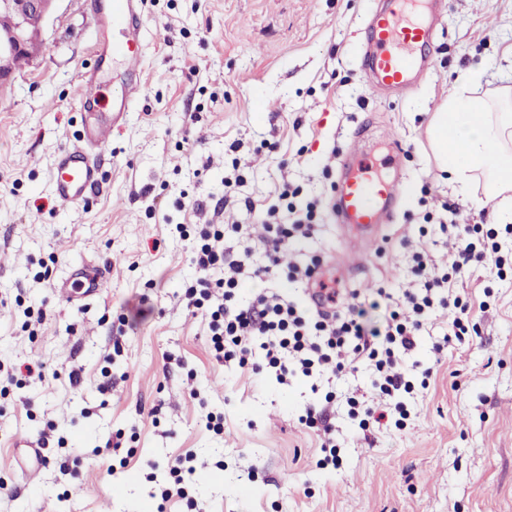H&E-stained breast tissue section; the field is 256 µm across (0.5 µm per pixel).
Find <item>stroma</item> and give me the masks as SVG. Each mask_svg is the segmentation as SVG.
Returning a JSON list of instances; mask_svg holds the SVG:
<instances>
[{"mask_svg":"<svg viewBox=\"0 0 512 512\" xmlns=\"http://www.w3.org/2000/svg\"><path fill=\"white\" fill-rule=\"evenodd\" d=\"M87 2L57 0L41 53L0 84V371L16 375L0 391V512H512V273L489 261L458 281L474 332L433 353L448 325L430 317L413 357L431 374L405 398V428L364 432L348 400L374 397L367 370L281 385L216 358L186 306L198 272L177 230L205 222L196 203L223 196L236 159L244 182L220 221L244 219L246 200L264 211L286 181L330 201L364 128L377 157L401 144L403 200L384 252L329 214L303 243L337 287H407L416 249L445 262L447 235L420 232L442 203L496 227L470 200L483 185L466 194L440 173L428 125L464 71L484 70L482 97L512 85V0H444L433 70L403 96L369 89L358 65L376 0H147L144 93L110 136L99 191L70 206L48 169L82 129L74 92L101 29ZM83 263L106 286L80 305L62 286ZM37 362L40 382L20 372ZM328 393L336 467L302 421ZM44 433L46 465L19 474L13 440ZM188 452L187 498L162 501L168 460Z\"/></svg>","mask_w":512,"mask_h":512,"instance_id":"stroma-1","label":"stroma"}]
</instances>
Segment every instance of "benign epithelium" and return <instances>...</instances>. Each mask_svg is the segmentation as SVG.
Instances as JSON below:
<instances>
[{"label":"benign epithelium","mask_w":512,"mask_h":512,"mask_svg":"<svg viewBox=\"0 0 512 512\" xmlns=\"http://www.w3.org/2000/svg\"><path fill=\"white\" fill-rule=\"evenodd\" d=\"M56 0H0V14L9 18L0 29V85L14 73V61L30 42L43 40Z\"/></svg>","instance_id":"benign-epithelium-1"}]
</instances>
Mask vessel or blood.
I'll list each match as a JSON object with an SVG mask.
<instances>
[{"label":"vessel or blood","instance_id":"b4317fda","mask_svg":"<svg viewBox=\"0 0 512 512\" xmlns=\"http://www.w3.org/2000/svg\"><path fill=\"white\" fill-rule=\"evenodd\" d=\"M443 18L440 0H381L371 11L369 32L361 70L373 88L393 95L409 93L430 72L428 52ZM109 21L122 36L112 44L96 49V60L113 58L124 62L129 78L116 93L111 120L83 121L82 134L54 154L49 187L60 203L78 205L89 200L99 186V155L113 128L122 126L144 91L143 0H110ZM332 202L337 223L388 224L393 220L402 189L394 179L382 177L375 158L360 154L350 162ZM69 299L82 301L100 294L105 286L102 274L91 265L75 267L66 282ZM15 462L20 472L42 467V444L31 435L14 441Z\"/></svg>","mask_w":512,"mask_h":512}]
</instances>
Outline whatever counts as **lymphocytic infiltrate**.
Returning <instances> with one entry per match:
<instances>
[{
  "label": "lymphocytic infiltrate",
  "instance_id": "f902f5d3",
  "mask_svg": "<svg viewBox=\"0 0 512 512\" xmlns=\"http://www.w3.org/2000/svg\"><path fill=\"white\" fill-rule=\"evenodd\" d=\"M299 195V188L283 184L277 203L268 206L260 219L268 258L264 267L248 268L243 259L231 257L224 248L226 236L250 238V225H198L193 250L199 276L185 288L188 305L204 316L217 357L257 374L273 375L278 383L316 373L340 378L369 367L381 399L363 405L360 427L373 423L402 427L403 399L414 389L403 358L415 350L425 319L436 312L448 313L451 319L444 342L467 335L471 306L455 283L486 259H493L496 267L504 266L496 233L479 224L465 226L460 234L449 231L452 259L437 275L429 272L427 252H413V269L423 283L404 288L397 297L381 286L370 303H354L341 290L327 288L322 306L316 307L263 291L248 305H240V288L268 274L270 268L286 265L289 282L300 283L313 279L320 267L316 256L302 263L281 261L284 252L313 236L322 219L321 201H303ZM378 308L385 311L382 326H368V310Z\"/></svg>",
  "mask_w": 512,
  "mask_h": 512
}]
</instances>
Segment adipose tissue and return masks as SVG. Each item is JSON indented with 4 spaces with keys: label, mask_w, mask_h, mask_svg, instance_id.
<instances>
[{
    "label": "adipose tissue",
    "mask_w": 512,
    "mask_h": 512,
    "mask_svg": "<svg viewBox=\"0 0 512 512\" xmlns=\"http://www.w3.org/2000/svg\"><path fill=\"white\" fill-rule=\"evenodd\" d=\"M482 78L477 69L462 77L430 126L431 145L450 183L467 189L486 180L499 219L511 223L512 86L490 102L476 94Z\"/></svg>",
    "instance_id": "ef3b65f1"
}]
</instances>
